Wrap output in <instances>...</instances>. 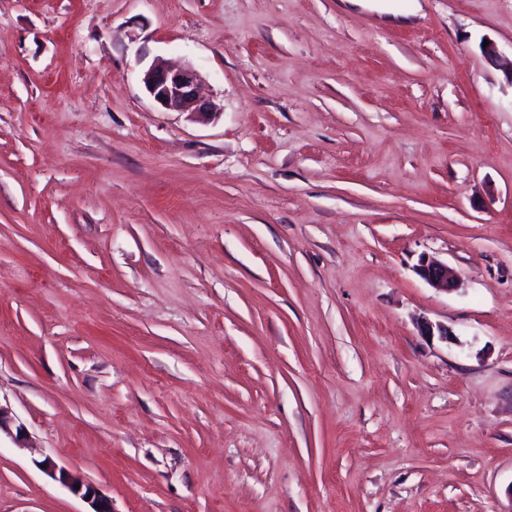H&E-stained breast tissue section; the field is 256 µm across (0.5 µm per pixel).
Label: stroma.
<instances>
[{
	"label": "stroma",
	"mask_w": 512,
	"mask_h": 512,
	"mask_svg": "<svg viewBox=\"0 0 512 512\" xmlns=\"http://www.w3.org/2000/svg\"><path fill=\"white\" fill-rule=\"evenodd\" d=\"M487 40L512 0H0V512H88L45 459L112 512H512ZM201 75L191 65L182 68L150 66L142 83L154 101L166 110L207 117L219 114L218 107L199 95ZM418 273L432 288L446 292L460 290V281L448 270V264L437 259H422L418 265ZM48 475L52 480L79 495L91 508L88 512H112L111 503L101 495L99 489L94 485L85 484L73 477L67 470L55 466L49 468ZM77 484H80V488H74V485Z\"/></svg>",
	"instance_id": "35a3bbf8"
}]
</instances>
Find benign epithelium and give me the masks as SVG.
Masks as SVG:
<instances>
[{"label":"benign epithelium","mask_w":512,"mask_h":512,"mask_svg":"<svg viewBox=\"0 0 512 512\" xmlns=\"http://www.w3.org/2000/svg\"><path fill=\"white\" fill-rule=\"evenodd\" d=\"M484 52L494 66L512 76V59H505L492 43L484 47ZM200 82V73L191 65L182 68L151 66L142 73L144 87L154 101L164 109L188 112L202 117L213 116L217 114L218 107L199 95ZM418 273L429 286L438 291L451 293L460 290V281L450 273L448 265L442 261L423 259L418 265ZM420 331L426 336H437L445 341L453 335L448 326L426 319L420 322ZM48 475L80 496L89 505L90 512H112L111 503L94 485L85 484L67 470L54 466L49 468Z\"/></svg>","instance_id":"7a95c632"}]
</instances>
